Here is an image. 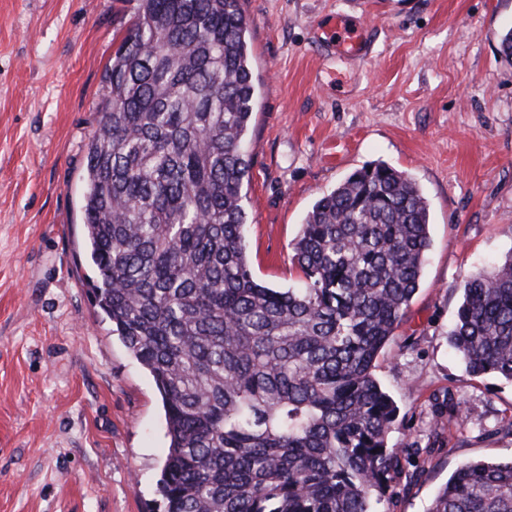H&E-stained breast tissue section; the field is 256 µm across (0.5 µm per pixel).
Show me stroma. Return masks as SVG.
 I'll return each mask as SVG.
<instances>
[{
	"label": "stroma",
	"mask_w": 512,
	"mask_h": 512,
	"mask_svg": "<svg viewBox=\"0 0 512 512\" xmlns=\"http://www.w3.org/2000/svg\"><path fill=\"white\" fill-rule=\"evenodd\" d=\"M257 86L245 228L255 275L285 288L323 194L371 162L413 178L431 247L375 375L421 452L382 512H428L456 467L512 458V383L448 344L460 286L512 249V0H244ZM371 53L316 48L337 13ZM131 0H0V512H163L160 396L91 300L86 145ZM453 397L462 423L435 416Z\"/></svg>",
	"instance_id": "1"
}]
</instances>
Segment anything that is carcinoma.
Segmentation results:
<instances>
[{
	"mask_svg": "<svg viewBox=\"0 0 512 512\" xmlns=\"http://www.w3.org/2000/svg\"><path fill=\"white\" fill-rule=\"evenodd\" d=\"M135 2L87 145L82 221L95 305L161 396L164 512H380L392 479L415 477L373 369L419 288L427 200L367 165L308 212L301 285L260 283L242 0ZM461 290L450 347L512 382V251ZM434 412L462 420L451 398ZM428 512H512V459L460 465Z\"/></svg>",
	"mask_w": 512,
	"mask_h": 512,
	"instance_id": "1",
	"label": "carcinoma"
}]
</instances>
